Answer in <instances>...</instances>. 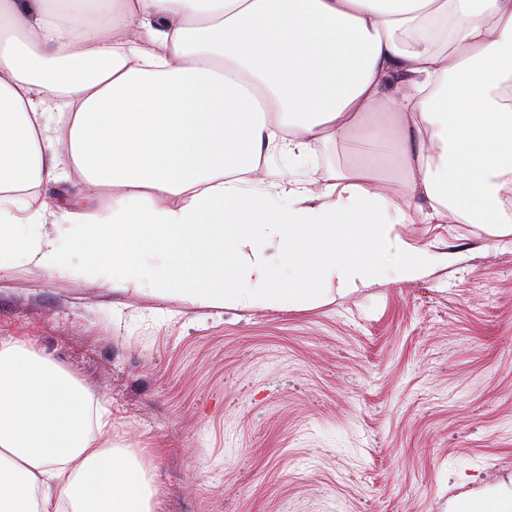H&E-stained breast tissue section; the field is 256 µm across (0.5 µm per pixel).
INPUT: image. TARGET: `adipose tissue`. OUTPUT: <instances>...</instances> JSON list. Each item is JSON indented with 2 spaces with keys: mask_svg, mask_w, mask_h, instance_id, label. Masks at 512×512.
Instances as JSON below:
<instances>
[{
  "mask_svg": "<svg viewBox=\"0 0 512 512\" xmlns=\"http://www.w3.org/2000/svg\"><path fill=\"white\" fill-rule=\"evenodd\" d=\"M509 87L512 0H0V269L272 309L416 279L436 257L398 225L512 233ZM354 138L398 196L369 164L314 191L270 164ZM71 168L97 207L51 208ZM111 433L69 371L0 338V512H160Z\"/></svg>",
  "mask_w": 512,
  "mask_h": 512,
  "instance_id": "1",
  "label": "adipose tissue"
}]
</instances>
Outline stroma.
Segmentation results:
<instances>
[{"instance_id":"stroma-1","label":"stroma","mask_w":512,"mask_h":512,"mask_svg":"<svg viewBox=\"0 0 512 512\" xmlns=\"http://www.w3.org/2000/svg\"><path fill=\"white\" fill-rule=\"evenodd\" d=\"M379 159L330 143L296 176ZM398 231L457 262L280 311L18 263L0 270V337L111 409L163 512H463L512 490V234Z\"/></svg>"}]
</instances>
